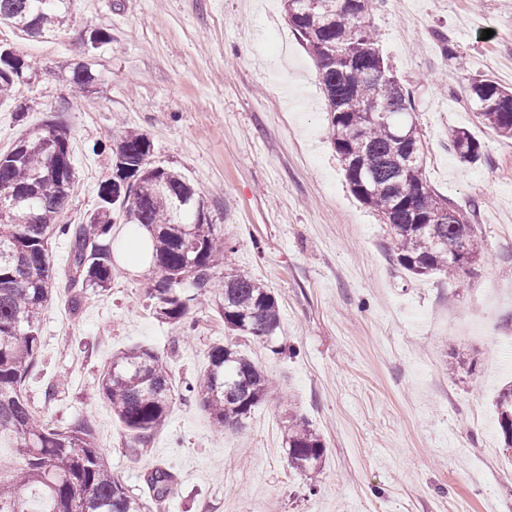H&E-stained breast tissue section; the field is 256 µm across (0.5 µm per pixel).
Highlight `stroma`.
Segmentation results:
<instances>
[{"label": "stroma", "instance_id": "35a3bbf8", "mask_svg": "<svg viewBox=\"0 0 512 512\" xmlns=\"http://www.w3.org/2000/svg\"><path fill=\"white\" fill-rule=\"evenodd\" d=\"M372 6L393 72L414 91L431 187L476 210L484 250L458 280L394 262L385 225L344 178L318 69L281 0H78L55 37L0 26V44L35 68L15 89V102L31 105L26 117L0 104V152L57 116L78 174L69 221L96 208L121 132L140 130L156 163L180 170L208 201L236 245L233 267L278 302L272 345L240 348L281 390L220 434L187 390L210 346L228 337L215 301L191 308V332L160 322L147 297L155 269L119 256L111 288L72 305L69 241L53 240L54 293L26 395L45 427L85 416L133 494L155 468L173 473L164 512H512V459L494 408L512 383V139L481 125L465 92L476 79L512 87V0ZM97 29L112 40L88 49ZM442 34L465 69L442 55ZM78 64L95 76L89 88L69 80ZM71 100L77 109L64 111ZM459 129L480 143L478 162L449 152ZM133 346L170 355L173 384L164 427L137 450L99 395L113 355ZM58 380L64 390L46 399ZM294 414L327 444L313 484L282 448Z\"/></svg>", "mask_w": 512, "mask_h": 512}]
</instances>
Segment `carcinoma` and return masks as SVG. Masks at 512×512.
<instances>
[{
	"label": "carcinoma",
	"mask_w": 512,
	"mask_h": 512,
	"mask_svg": "<svg viewBox=\"0 0 512 512\" xmlns=\"http://www.w3.org/2000/svg\"><path fill=\"white\" fill-rule=\"evenodd\" d=\"M75 0H0V24L32 36L53 33ZM288 25L315 61L328 112V135L353 195L386 225L397 263L418 275L460 276L481 258L467 212L430 187L423 134L413 120V92L394 75L369 0H283ZM32 65L0 48V101L30 80ZM468 94L480 123L512 138V90L493 80L472 82ZM450 149L474 163L480 144L456 130ZM112 178L80 224L63 221L76 175L70 133L50 119L0 153V512H160L175 476L157 468L146 479L149 500L127 489L96 444L91 422L77 417L48 429L23 392L40 352V320L55 279L51 242L70 243V286L81 295L112 284L113 225L141 224L152 234L148 251L158 274L149 300L162 323L185 325L190 304L218 298L224 328L271 343L280 326L271 290L244 270L217 277L235 245L224 228L201 220L198 192L181 172L154 164L153 143L138 130L120 135ZM193 294L186 295L182 285ZM208 368L189 386L218 430L242 426L276 385L235 344L212 345ZM166 358L139 346L112 356L99 394L138 448L165 423L172 404ZM504 447L512 448V384L495 399ZM288 463L303 475L320 472L327 446L303 418L285 437Z\"/></svg>",
	"instance_id": "obj_1"
}]
</instances>
